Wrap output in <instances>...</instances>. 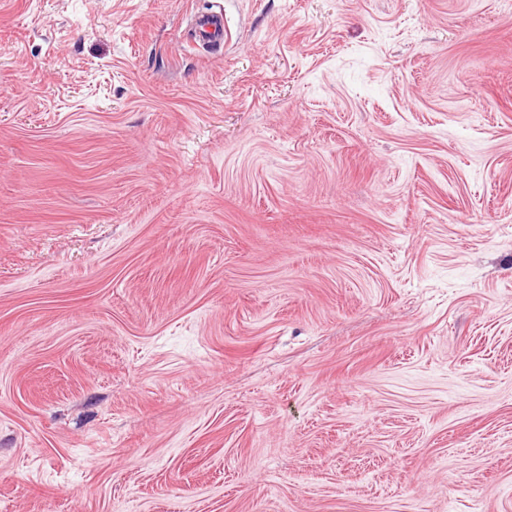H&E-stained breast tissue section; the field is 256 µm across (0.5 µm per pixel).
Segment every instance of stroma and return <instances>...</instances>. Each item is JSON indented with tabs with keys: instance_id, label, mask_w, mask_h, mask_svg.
Wrapping results in <instances>:
<instances>
[{
	"instance_id": "stroma-1",
	"label": "stroma",
	"mask_w": 512,
	"mask_h": 512,
	"mask_svg": "<svg viewBox=\"0 0 512 512\" xmlns=\"http://www.w3.org/2000/svg\"><path fill=\"white\" fill-rule=\"evenodd\" d=\"M0 512H512V0H0ZM195 36L205 44L220 48L224 40V18L222 14L199 16L195 22Z\"/></svg>"
}]
</instances>
